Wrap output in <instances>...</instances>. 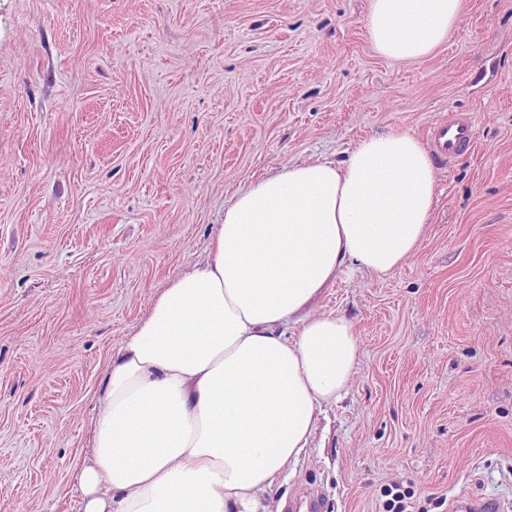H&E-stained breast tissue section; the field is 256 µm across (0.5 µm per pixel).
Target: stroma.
Segmentation results:
<instances>
[{
    "label": "stroma",
    "mask_w": 512,
    "mask_h": 512,
    "mask_svg": "<svg viewBox=\"0 0 512 512\" xmlns=\"http://www.w3.org/2000/svg\"><path fill=\"white\" fill-rule=\"evenodd\" d=\"M367 0H0V512H80L76 464L108 361L232 195L406 130L437 200L385 277L343 268L312 305L360 354L268 512H512V0H464L432 57L389 61ZM468 118L445 161L432 126ZM385 496H391L384 504L385 512H414L411 509L415 507L410 501L413 493L401 490V486L395 485L394 487L387 488ZM463 505H465V508ZM502 509L501 502L492 498H472L469 495L462 494L452 501L453 511L500 512Z\"/></svg>",
    "instance_id": "obj_1"
}]
</instances>
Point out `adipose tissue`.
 <instances>
[{
  "instance_id": "obj_1",
  "label": "adipose tissue",
  "mask_w": 512,
  "mask_h": 512,
  "mask_svg": "<svg viewBox=\"0 0 512 512\" xmlns=\"http://www.w3.org/2000/svg\"><path fill=\"white\" fill-rule=\"evenodd\" d=\"M461 17L462 0H369L365 34L383 59L418 60ZM435 197L406 131L237 191L205 262L167 283L107 368L77 465L81 512H259L358 359L354 323L311 304L343 265L399 268Z\"/></svg>"
}]
</instances>
